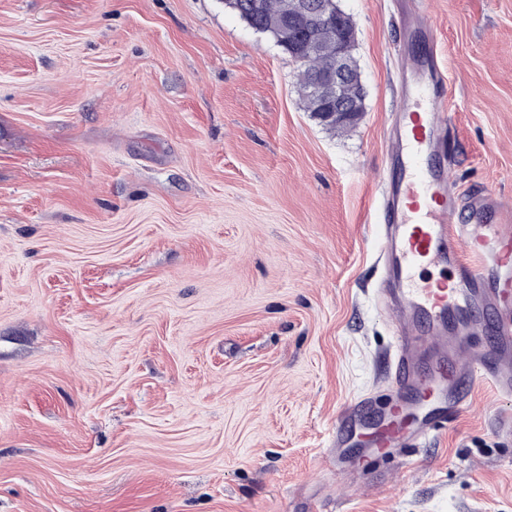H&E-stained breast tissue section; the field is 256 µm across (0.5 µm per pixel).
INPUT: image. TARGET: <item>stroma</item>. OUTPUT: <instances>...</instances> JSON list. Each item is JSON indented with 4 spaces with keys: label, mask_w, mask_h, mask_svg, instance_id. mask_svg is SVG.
I'll use <instances>...</instances> for the list:
<instances>
[{
    "label": "stroma",
    "mask_w": 512,
    "mask_h": 512,
    "mask_svg": "<svg viewBox=\"0 0 512 512\" xmlns=\"http://www.w3.org/2000/svg\"><path fill=\"white\" fill-rule=\"evenodd\" d=\"M419 0H339L365 111L224 0H0V512H512V397L337 489ZM460 200L512 202V0H430ZM340 24L343 32L336 33L334 28H316L312 42H302V64L299 90L307 112L320 116L319 104L310 95L309 89L312 82L313 96L325 108V116L336 117L332 120H324L325 125L331 130L345 131L353 127V123H340L336 121H357L360 116L356 112H364L365 96L359 92L362 87L361 75L353 51L355 49V23L352 16L342 10ZM350 37L349 50L353 61V69L350 71L349 59L346 54L345 43ZM336 40V41H335ZM336 42V43H335ZM336 56L334 57V53ZM334 59L332 68L325 74L312 77L315 73L327 69ZM346 89V99L344 89ZM312 80V81H311ZM346 100L352 112L346 105Z\"/></svg>",
    "instance_id": "stroma-1"
}]
</instances>
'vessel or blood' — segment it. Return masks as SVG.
<instances>
[{"label":"vessel or blood","instance_id":"b4317fda","mask_svg":"<svg viewBox=\"0 0 512 512\" xmlns=\"http://www.w3.org/2000/svg\"><path fill=\"white\" fill-rule=\"evenodd\" d=\"M408 66L418 80L395 114L381 207L380 298L401 314L397 353L388 400L360 396L336 422L326 469L340 481L447 431L477 388L512 395V214L491 193L458 208L439 150L450 123L443 74L431 53Z\"/></svg>","mask_w":512,"mask_h":512}]
</instances>
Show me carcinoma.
Masks as SVG:
<instances>
[{
    "instance_id": "carcinoma-1",
    "label": "carcinoma",
    "mask_w": 512,
    "mask_h": 512,
    "mask_svg": "<svg viewBox=\"0 0 512 512\" xmlns=\"http://www.w3.org/2000/svg\"><path fill=\"white\" fill-rule=\"evenodd\" d=\"M299 0H234L233 10L253 29L267 34L282 46L288 45V38L296 32L299 21ZM336 30L316 28L314 39L301 45V74L299 90L305 109L320 115L319 104L310 95L309 89L314 74L327 69L336 52ZM362 87L358 65H353L346 89V100L351 110H365V97L359 92Z\"/></svg>"
}]
</instances>
